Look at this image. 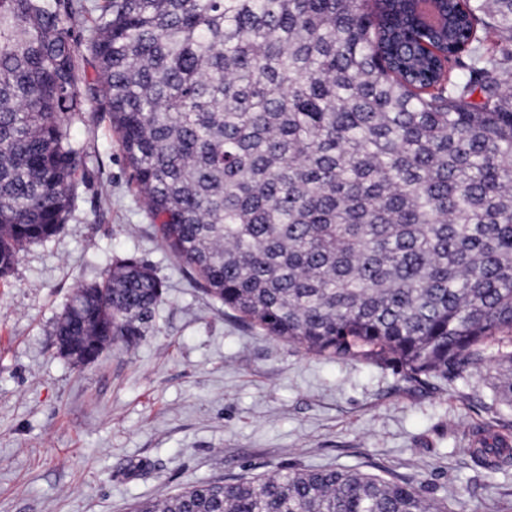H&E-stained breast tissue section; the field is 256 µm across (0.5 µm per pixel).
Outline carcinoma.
Here are the masks:
<instances>
[{"mask_svg": "<svg viewBox=\"0 0 512 512\" xmlns=\"http://www.w3.org/2000/svg\"><path fill=\"white\" fill-rule=\"evenodd\" d=\"M448 46L402 49L411 0H0V275L68 222L96 101L165 244L204 292L317 356L441 388L494 363L512 407V0H446ZM98 80L80 77L71 30ZM166 285L126 258L58 317V352L131 347ZM490 472L512 445L469 449ZM134 512H448L344 468L199 483Z\"/></svg>", "mask_w": 512, "mask_h": 512, "instance_id": "1", "label": "carcinoma"}]
</instances>
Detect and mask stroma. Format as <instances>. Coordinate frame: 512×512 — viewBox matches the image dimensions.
<instances>
[{"label":"stroma","mask_w":512,"mask_h":512,"mask_svg":"<svg viewBox=\"0 0 512 512\" xmlns=\"http://www.w3.org/2000/svg\"><path fill=\"white\" fill-rule=\"evenodd\" d=\"M72 125L86 174L67 224L0 278V512H130L200 482L346 467L422 484L448 512H503L472 435L512 437V408L474 375L444 392L396 368L329 359L264 335L204 295L158 237L108 120ZM137 258L168 290L152 331L77 366L54 323L79 284Z\"/></svg>","instance_id":"obj_1"}]
</instances>
